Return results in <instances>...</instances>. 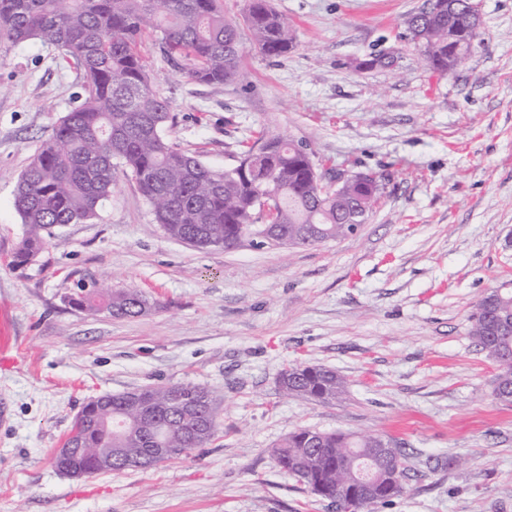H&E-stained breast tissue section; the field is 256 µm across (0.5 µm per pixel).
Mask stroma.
Instances as JSON below:
<instances>
[{"instance_id":"stroma-1","label":"stroma","mask_w":512,"mask_h":512,"mask_svg":"<svg viewBox=\"0 0 512 512\" xmlns=\"http://www.w3.org/2000/svg\"><path fill=\"white\" fill-rule=\"evenodd\" d=\"M473 2L483 39L446 73L400 38L425 0H271L295 48L265 57L239 27L244 75L223 85L141 45L172 142L207 165L235 166L265 134L306 143L319 171L379 179L356 234L288 251L174 240L119 168L98 219L55 227L16 264L17 181L82 77L36 40L0 58V307L20 346L0 365V512H336L274 461L300 428L405 449L404 494L372 512H512V404L493 399L495 365L469 335L477 301L512 289V0ZM380 50L399 51L397 70L358 69ZM92 281L140 288L152 307L114 318L67 304ZM291 364L334 369L343 398L285 397ZM177 383L221 396L205 447L149 470H56L91 398Z\"/></svg>"}]
</instances>
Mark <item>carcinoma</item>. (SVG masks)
Here are the masks:
<instances>
[{
    "mask_svg": "<svg viewBox=\"0 0 512 512\" xmlns=\"http://www.w3.org/2000/svg\"><path fill=\"white\" fill-rule=\"evenodd\" d=\"M405 21V40L419 46L435 70H453L479 40L481 27L472 0H428ZM242 22L255 47L270 58L288 56L295 45L293 26L268 0H246ZM455 40L448 41V29ZM158 45L188 79L207 85L240 76L243 47L237 23L224 17L219 0H0V52L31 39L54 48L82 74L77 105L55 123L21 173L15 207L27 236L15 262L38 254L52 229L87 224L112 196V170L129 171L152 208L155 222L171 238L206 250L240 237L256 238L255 200L274 201L267 224L288 234V246L320 244L366 223L377 205L379 181L358 173L342 176L337 187L323 182L306 145L282 137H261L243 152L248 176L217 170L173 144L168 100L151 84L138 50L143 39ZM397 51L371 53L362 70L392 69ZM68 303L96 313L136 317L148 301L134 287L102 289L81 285ZM476 345L497 368L494 398L512 404V290H492L469 318ZM287 396L330 403L345 393V381L324 366L292 364L281 374ZM138 402L115 393L101 405L87 404L91 420L76 434L78 448L112 449V471L127 470L126 459L150 448H171L167 460L204 447L214 437L219 398L191 383L138 389ZM182 397L189 404L172 405ZM376 437L298 429L274 451L277 466L311 493L359 512L402 495L406 452L397 445L382 456L372 452ZM368 494L350 500L363 469Z\"/></svg>",
    "mask_w": 512,
    "mask_h": 512,
    "instance_id": "1",
    "label": "carcinoma"
}]
</instances>
